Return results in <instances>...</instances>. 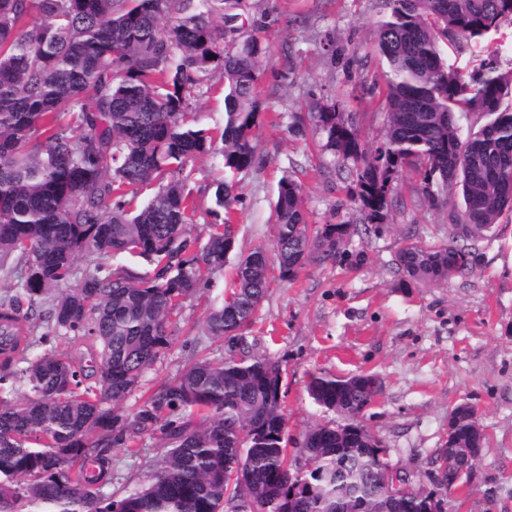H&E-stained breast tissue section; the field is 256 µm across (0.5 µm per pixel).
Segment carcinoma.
Instances as JSON below:
<instances>
[{
	"label": "carcinoma",
	"instance_id": "1",
	"mask_svg": "<svg viewBox=\"0 0 512 512\" xmlns=\"http://www.w3.org/2000/svg\"><path fill=\"white\" fill-rule=\"evenodd\" d=\"M377 49L386 63L385 141L370 152L353 119L335 103L314 113L322 149L355 176L351 197L373 222L389 204L392 181L408 166L425 191L458 187L464 207L448 243L407 242L399 265L430 283L466 269L465 242L512 211V71L496 57L470 78L448 63L440 42L479 46L512 23V0H382ZM224 0H0V266L13 262L19 291L0 302V512H231L246 497L255 512H425L417 493L391 502L367 456L358 418L379 395L364 377L311 376L314 404L341 426L287 432L280 364L253 352L242 331L269 288L257 248L239 259L234 288L204 320L203 334L227 354L200 356L128 414L114 406L171 343L183 299L224 267L238 202L233 180L218 184L214 223L189 253L198 206L181 176L211 150L192 117L196 89L224 83L220 155L230 175L259 160L253 129L267 48L241 32ZM488 117L462 135L457 112ZM157 191L136 205L138 191ZM273 253L291 279L313 260L336 258L348 224H306L301 187L279 184ZM118 254L153 266L105 271ZM92 266L77 275L78 256ZM76 285H71L73 279ZM83 336L96 350L97 383L59 351L28 361L40 324ZM28 389L15 395L16 384ZM158 433L152 469L120 497L112 449L138 454L134 438ZM456 446L480 455L475 410L455 421ZM304 455L312 469L301 470Z\"/></svg>",
	"mask_w": 512,
	"mask_h": 512
}]
</instances>
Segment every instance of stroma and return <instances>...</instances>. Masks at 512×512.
Here are the masks:
<instances>
[{"label": "stroma", "mask_w": 512, "mask_h": 512, "mask_svg": "<svg viewBox=\"0 0 512 512\" xmlns=\"http://www.w3.org/2000/svg\"><path fill=\"white\" fill-rule=\"evenodd\" d=\"M245 17L266 45L259 82L261 114L255 136L259 163L237 177L234 248L222 270L183 300L173 339L140 389L117 406L134 408L144 391L188 368L207 313L230 292L232 270L255 248L271 249L273 207L281 180L303 189L310 225L349 224L335 260L312 263L290 281L273 279L258 316L247 329L254 351L283 371V412L289 435L302 436L328 415L308 393L311 375H376L381 393L361 423L384 442L392 465L429 483L438 448L448 440V415L466 403L486 435L464 487L448 491V512H512V214L473 242L465 273L421 284L407 280L397 256L408 239L433 247L447 243L461 207L455 193L428 197L419 174L404 170L394 181L383 216L367 221L350 198L352 177L321 151L324 136L311 114L341 101L362 144L385 137L379 94L384 65L376 46L382 0H247ZM462 72L499 53L512 70V24H501L479 47L442 44ZM201 127L224 128V85L209 83L192 100ZM187 192L202 210L192 237L206 240L215 187L224 178L216 152L198 155L184 170ZM139 456L112 451V489L134 487L157 459L161 445L150 434L138 440Z\"/></svg>", "instance_id": "stroma-1"}]
</instances>
